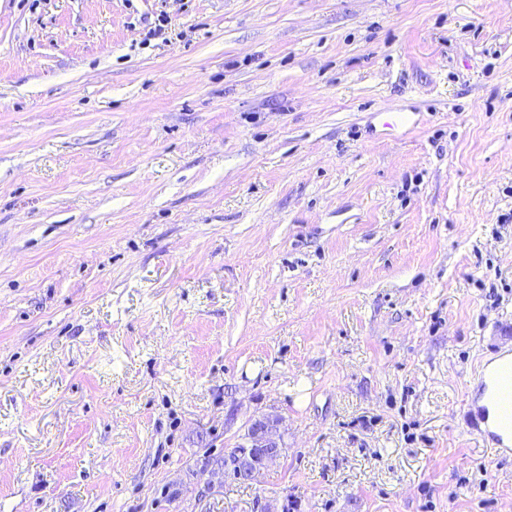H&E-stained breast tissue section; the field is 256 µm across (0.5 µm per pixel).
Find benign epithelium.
<instances>
[{
    "mask_svg": "<svg viewBox=\"0 0 512 512\" xmlns=\"http://www.w3.org/2000/svg\"><path fill=\"white\" fill-rule=\"evenodd\" d=\"M278 426L279 419L269 416L252 422L249 449L237 453L228 468L234 479L240 483L254 482L267 464L282 454Z\"/></svg>",
    "mask_w": 512,
    "mask_h": 512,
    "instance_id": "1",
    "label": "benign epithelium"
}]
</instances>
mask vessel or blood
<instances>
[{"label":"vessel or blood","mask_w":512,"mask_h":512,"mask_svg":"<svg viewBox=\"0 0 512 512\" xmlns=\"http://www.w3.org/2000/svg\"><path fill=\"white\" fill-rule=\"evenodd\" d=\"M473 429L502 455H512V349L496 351L476 372Z\"/></svg>","instance_id":"vessel-or-blood-1"}]
</instances>
